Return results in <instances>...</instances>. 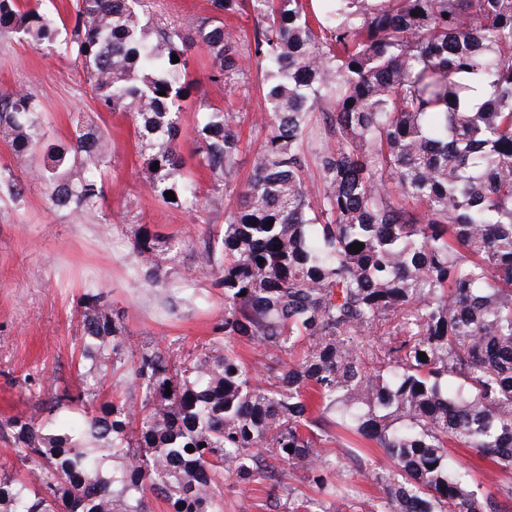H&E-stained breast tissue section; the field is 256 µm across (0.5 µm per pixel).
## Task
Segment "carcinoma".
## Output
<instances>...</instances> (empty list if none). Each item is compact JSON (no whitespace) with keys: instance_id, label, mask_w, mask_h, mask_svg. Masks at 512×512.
I'll use <instances>...</instances> for the list:
<instances>
[{"instance_id":"cac0c4a2","label":"carcinoma","mask_w":512,"mask_h":512,"mask_svg":"<svg viewBox=\"0 0 512 512\" xmlns=\"http://www.w3.org/2000/svg\"><path fill=\"white\" fill-rule=\"evenodd\" d=\"M208 4L183 23L155 0H76L58 26L42 0H0V35L71 56L94 102L72 116L69 141L50 143L26 88L0 94V142L20 158L42 152L28 179L54 207L101 210L112 153L100 113L127 112L148 194L193 219L224 214L190 268L224 290L195 351L130 342L103 295L84 293L79 388L7 423L16 464L0 470V512H149L151 496L167 512H224L225 476L274 480L280 462L340 500L323 441L353 464L382 449L373 512H506L512 0ZM246 5L249 38L228 22ZM195 55L230 90L264 68L254 123L265 135L242 183L239 113L200 109L193 166L179 150ZM24 188L0 170L1 194L19 201ZM182 248L138 228L143 280L178 272ZM242 341L263 350L265 378ZM107 381L126 393L104 396ZM70 407L81 422L48 419ZM454 448L491 462L495 491L455 464Z\"/></svg>"}]
</instances>
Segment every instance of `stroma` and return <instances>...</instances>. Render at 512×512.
Instances as JSON below:
<instances>
[{
	"label": "stroma",
	"instance_id": "stroma-1",
	"mask_svg": "<svg viewBox=\"0 0 512 512\" xmlns=\"http://www.w3.org/2000/svg\"><path fill=\"white\" fill-rule=\"evenodd\" d=\"M190 71L198 89L186 101L185 121H192L200 102L231 104L241 114L242 149L238 177L247 179L263 134L253 127L262 93L259 76L248 86L227 95L223 86L205 78L202 59ZM27 84L41 106L50 141L72 136L71 116L93 102L83 74L71 57L32 48L23 37L0 36V93ZM102 126L111 141L112 169L105 184V199L98 217L79 222L51 207L44 189L28 184L22 200L0 198V425L30 413L37 391L55 393L78 384L76 365L81 342L80 301L88 285L104 292L119 312L134 340H178L184 350L205 342L224 312L222 289L210 282L197 288L208 300L201 306H179L164 314L161 295L180 296L186 283L178 276L145 284L136 276L133 234L140 224L168 237L187 238L191 248L182 255L183 266L194 262L192 249L205 238L209 225L223 216L203 213L193 219L156 202L142 183L137 161L135 130L123 112L103 113ZM37 375L38 385L25 383ZM282 487L258 478L240 483L224 481V512H290L295 488L328 504L299 471H287Z\"/></svg>",
	"mask_w": 512,
	"mask_h": 512
}]
</instances>
